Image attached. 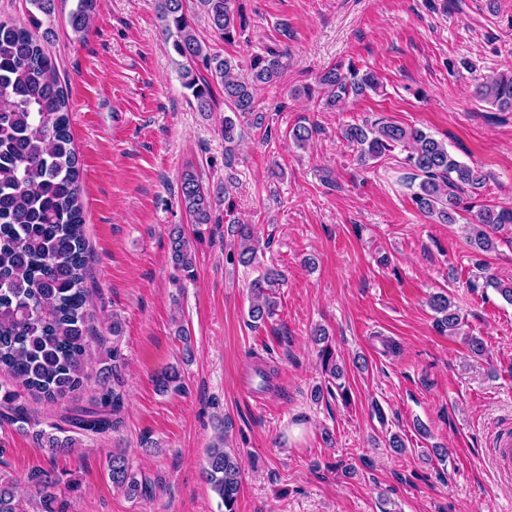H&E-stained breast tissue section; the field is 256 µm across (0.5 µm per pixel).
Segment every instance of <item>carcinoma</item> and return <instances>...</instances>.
<instances>
[{"instance_id":"carcinoma-1","label":"carcinoma","mask_w":512,"mask_h":512,"mask_svg":"<svg viewBox=\"0 0 512 512\" xmlns=\"http://www.w3.org/2000/svg\"><path fill=\"white\" fill-rule=\"evenodd\" d=\"M29 3L46 21H52L55 0ZM99 6L100 0H77L70 15L73 29L84 31ZM196 6L228 44L249 26L241 0H196ZM188 11L187 0H159L166 40L186 60L181 72L183 88L197 110L207 112L214 98L212 86H221L229 111L224 116V142L235 141L239 118L260 132L262 141H268L271 127L257 107L255 91L279 81L286 68L283 55L270 48L254 54L244 72L234 58L207 52ZM43 21L31 16L28 29L0 18V371L24 389L56 402L81 389L87 380L92 314L86 286L89 255L79 156L70 132L69 96L45 37L37 34ZM200 65L210 77L200 74ZM318 84L330 110L380 88L376 73L351 65L325 70ZM475 93L479 100L512 112V70L483 78ZM317 132L316 124L303 118L288 129V138L303 148ZM340 137L362 164L377 163L396 147H403L415 208L437 224H454L461 213H469L474 221L469 228L470 243L476 251L488 252L502 238L512 239V208L470 203L485 186V175L456 160L446 143L430 133L381 118L346 124ZM180 201L195 225L211 223L214 207L224 203V223L230 225L237 242L230 259L243 266L261 265L255 229L235 216L227 184L213 189L195 171L187 170L180 178ZM170 254L178 270L188 272L193 267L195 255L179 228L171 233ZM281 277L279 270L267 267L250 284L252 322L264 323L276 315ZM429 305L437 314L440 331L450 336L459 333L463 320L448 294L431 295ZM100 364V399L69 417L76 428L96 434L117 430L124 407L119 349L112 347ZM155 385L161 392L177 390L181 373L175 368L166 370L156 377ZM108 471L114 488L130 496L147 494L146 484L138 479L124 453L112 454ZM205 473L225 512H236L241 472L221 437L207 451ZM31 480L39 486L43 512H55L53 482L43 479L41 472ZM0 512H19L13 488L7 484H0Z\"/></svg>"}]
</instances>
